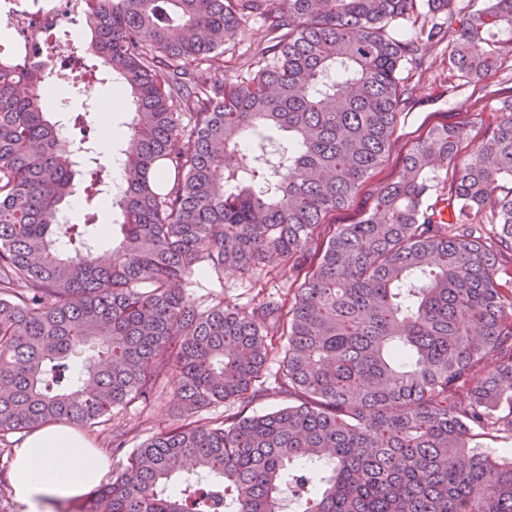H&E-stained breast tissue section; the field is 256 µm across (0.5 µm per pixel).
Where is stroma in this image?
<instances>
[{"mask_svg":"<svg viewBox=\"0 0 512 512\" xmlns=\"http://www.w3.org/2000/svg\"><path fill=\"white\" fill-rule=\"evenodd\" d=\"M448 54L447 46L427 47L425 69L409 72L413 104L398 122L389 153L372 172L367 192L357 196L349 207L330 213L327 223L358 222L370 207L369 189L393 181L402 174L404 156L413 144L426 136L429 128L465 123L468 136L460 151L461 157L465 158L482 135L499 122L500 103L504 97L512 95V47L506 49L499 70L480 82L461 80L449 63ZM288 286V264L275 260L269 270L246 275L230 269H204L187 281L185 291L201 307H209L220 299L226 306L247 312L259 301L261 293H284ZM278 369L279 356L271 354L263 371L265 391L244 403L215 402L203 406L196 414L197 420L211 422L239 415L263 414L286 404V397L274 388ZM180 406L177 380L170 371L160 376L148 399H139L113 410L106 425L83 429L82 434L116 471L125 461L127 450L180 424ZM118 430L125 433V448L120 452L112 447V436Z\"/></svg>","mask_w":512,"mask_h":512,"instance_id":"1","label":"stroma"}]
</instances>
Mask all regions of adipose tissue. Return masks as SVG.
Instances as JSON below:
<instances>
[{
    "label": "adipose tissue",
    "mask_w": 512,
    "mask_h": 512,
    "mask_svg": "<svg viewBox=\"0 0 512 512\" xmlns=\"http://www.w3.org/2000/svg\"><path fill=\"white\" fill-rule=\"evenodd\" d=\"M108 468L71 425L50 423L15 451L9 480L21 512H51L53 503L93 490Z\"/></svg>",
    "instance_id": "1"
}]
</instances>
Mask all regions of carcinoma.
I'll list each match as a JSON object with an SVG mask.
<instances>
[{"label":"carcinoma","instance_id":"obj_1","mask_svg":"<svg viewBox=\"0 0 512 512\" xmlns=\"http://www.w3.org/2000/svg\"><path fill=\"white\" fill-rule=\"evenodd\" d=\"M86 2L87 49L130 96L118 191L100 161L77 165L43 75L0 56V435L103 425L171 347L182 423L78 512H512V452L479 443H512V98L467 159L465 125L435 126L371 213L324 223L388 154L423 48L447 41L462 77L491 76L512 0ZM424 9L445 21L403 36ZM254 20V60L219 80ZM77 192L81 215L58 223ZM279 258L293 298L248 313L182 288L204 265ZM273 348L292 402L194 419L248 398Z\"/></svg>","mask_w":512,"mask_h":512}]
</instances>
